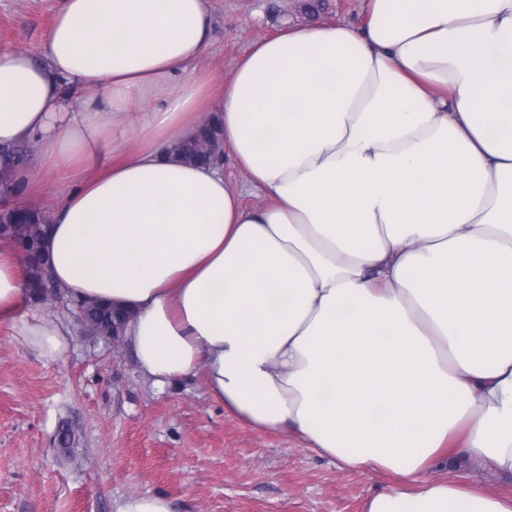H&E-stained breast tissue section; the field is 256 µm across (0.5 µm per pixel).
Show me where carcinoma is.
Here are the masks:
<instances>
[{
    "label": "carcinoma",
    "instance_id": "1",
    "mask_svg": "<svg viewBox=\"0 0 512 512\" xmlns=\"http://www.w3.org/2000/svg\"><path fill=\"white\" fill-rule=\"evenodd\" d=\"M222 140L221 131L214 126H207L197 139L183 145L181 152L188 160L207 161ZM28 152L27 146L4 150L7 159L0 161V206L3 207L0 211V226L10 230L12 237L23 248L29 296L39 303L47 299L41 254L46 216L35 209L20 212L12 207V202L19 201L24 193V185L16 181L15 171ZM77 308L84 320L93 323L100 332L108 335L120 332L124 317L112 307L84 303L77 305Z\"/></svg>",
    "mask_w": 512,
    "mask_h": 512
}]
</instances>
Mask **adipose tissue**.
<instances>
[{
    "instance_id": "ef3b65f1",
    "label": "adipose tissue",
    "mask_w": 512,
    "mask_h": 512,
    "mask_svg": "<svg viewBox=\"0 0 512 512\" xmlns=\"http://www.w3.org/2000/svg\"><path fill=\"white\" fill-rule=\"evenodd\" d=\"M211 25L208 0H60L42 60L0 53V147L70 180L54 279L130 311L158 390L202 376L255 428L392 476L365 512H512L432 474H512V0H368L360 30L282 29L217 85ZM213 116L243 184L174 156ZM38 172L16 173L34 208ZM0 328L71 346L6 244Z\"/></svg>"
}]
</instances>
